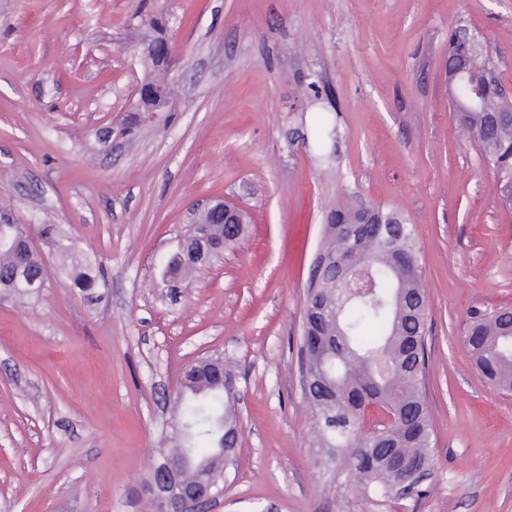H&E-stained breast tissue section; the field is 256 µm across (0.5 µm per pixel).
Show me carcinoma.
Returning a JSON list of instances; mask_svg holds the SVG:
<instances>
[{"instance_id":"cac0c4a2","label":"carcinoma","mask_w":512,"mask_h":512,"mask_svg":"<svg viewBox=\"0 0 512 512\" xmlns=\"http://www.w3.org/2000/svg\"><path fill=\"white\" fill-rule=\"evenodd\" d=\"M493 92L475 112H460L471 127L482 157L499 179L512 186V114ZM382 224L363 225L367 214L338 209L333 217L336 242L326 246L341 255L354 252L367 265L372 288L346 294L349 284L322 272L307 293L300 346L304 394L314 414L317 464L341 468L344 487L363 495L392 499L419 496L421 482L433 469L431 422L425 401L427 306L422 267L411 225L392 213L374 210ZM75 271L76 286L96 285L91 263L73 238L53 224L39 229ZM202 264L192 259L168 264L172 281H185ZM45 272L42 258L28 243L25 229L0 224V291L16 297L34 293L30 279ZM466 349L483 377L503 394L512 392V308L474 311L463 331ZM175 404L184 432L179 447L160 449L156 463L182 460L191 479L227 449L224 469L236 462L239 440L235 398L216 367L189 366ZM370 406L390 408L395 421L379 434L363 430Z\"/></svg>"}]
</instances>
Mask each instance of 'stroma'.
<instances>
[{"mask_svg": "<svg viewBox=\"0 0 512 512\" xmlns=\"http://www.w3.org/2000/svg\"><path fill=\"white\" fill-rule=\"evenodd\" d=\"M165 22L178 94L132 107ZM512 87V0H0V212L55 224L92 260L82 291L43 239L41 292L0 296V512H157L152 458L183 368L235 378L239 466L211 512H512V396L461 334L512 307V208L450 110L448 32ZM250 223L181 288L165 274L199 203ZM411 224L428 308L436 467L420 497L326 496L298 356L331 209ZM149 83L150 81H147L141 86L133 112H140L142 121H163L164 113L162 112L169 111L171 96L167 90Z\"/></svg>", "mask_w": 512, "mask_h": 512, "instance_id": "stroma-1", "label": "stroma"}]
</instances>
